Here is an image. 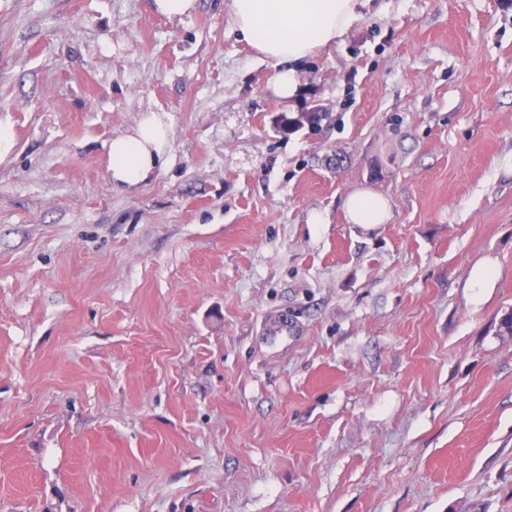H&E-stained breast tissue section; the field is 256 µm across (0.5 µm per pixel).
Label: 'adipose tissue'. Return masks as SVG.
<instances>
[{
	"label": "adipose tissue",
	"instance_id": "adipose-tissue-1",
	"mask_svg": "<svg viewBox=\"0 0 512 512\" xmlns=\"http://www.w3.org/2000/svg\"><path fill=\"white\" fill-rule=\"evenodd\" d=\"M357 0H233L232 19L241 39L278 65L274 91L293 98L298 90L296 62L336 43L357 18ZM170 124L148 111L127 133L109 143V171L118 189L139 186L167 160ZM356 224H382L389 205L381 195L362 191L345 204Z\"/></svg>",
	"mask_w": 512,
	"mask_h": 512
}]
</instances>
